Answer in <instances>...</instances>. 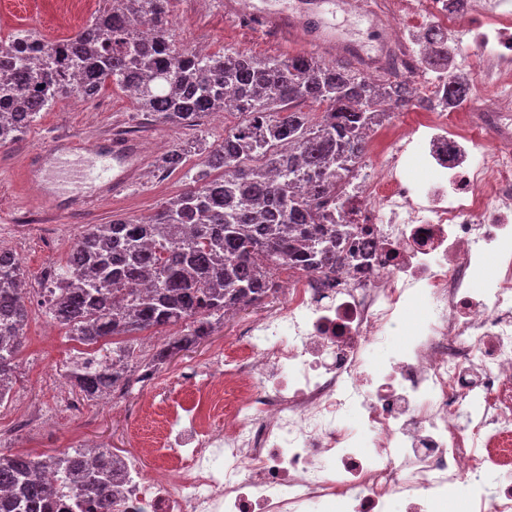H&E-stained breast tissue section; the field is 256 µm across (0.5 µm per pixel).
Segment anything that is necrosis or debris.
Returning <instances> with one entry per match:
<instances>
[{
    "label": "necrosis or debris",
    "instance_id": "4bbe7bcc",
    "mask_svg": "<svg viewBox=\"0 0 512 512\" xmlns=\"http://www.w3.org/2000/svg\"><path fill=\"white\" fill-rule=\"evenodd\" d=\"M386 26L374 69L437 108L325 204L355 230L346 264H273L278 306L237 322L230 357L180 371L190 400L141 380L142 412L169 422L117 454L112 512H389L396 497L445 512L457 490L474 512H512V5L478 19L471 0H389ZM442 42L456 71L500 90L464 129L460 105L439 102L446 70L427 64ZM490 253L498 268L473 287ZM418 299L430 317L409 338Z\"/></svg>",
    "mask_w": 512,
    "mask_h": 512
}]
</instances>
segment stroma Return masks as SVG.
Instances as JSON below:
<instances>
[{"label": "stroma", "instance_id": "obj_1", "mask_svg": "<svg viewBox=\"0 0 512 512\" xmlns=\"http://www.w3.org/2000/svg\"><path fill=\"white\" fill-rule=\"evenodd\" d=\"M172 34L178 45L212 52L235 49L257 58H285L297 46L255 34L246 18L225 17L219 0H172ZM82 16L67 12L57 0H0V36L29 30L53 40L75 34ZM236 112L205 117L199 126L186 127L147 119L120 86L109 85L86 100L72 94L40 113L23 138L0 145V242L21 260L29 291V321L18 355L17 383L8 402L0 405V429L7 428L17 406L40 410L42 418L29 429L0 440V449L23 453L34 440H42L45 454L101 443L127 447L131 431L154 436L159 417H145L137 409L141 393L131 388L119 403L91 402L73 419L59 407L50 383L56 370L70 367L80 345L66 328L54 326L52 339H43L50 316L42 302L41 281L51 267L63 263L76 239L92 224L121 216L142 220L188 187V174L199 170L205 149L219 146L224 132L240 122ZM138 140L148 159L135 187L103 198L95 209L82 211L77 195L54 189L59 168L49 158L33 161L32 155L49 147L56 135L70 133L93 138L110 132ZM196 144L181 166L162 173L158 160L175 146ZM233 327L222 323L196 347L181 352L160 367L162 375L225 352L233 343Z\"/></svg>", "mask_w": 512, "mask_h": 512}]
</instances>
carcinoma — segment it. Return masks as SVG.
<instances>
[{
    "instance_id": "obj_1",
    "label": "carcinoma",
    "mask_w": 512,
    "mask_h": 512,
    "mask_svg": "<svg viewBox=\"0 0 512 512\" xmlns=\"http://www.w3.org/2000/svg\"><path fill=\"white\" fill-rule=\"evenodd\" d=\"M98 10L70 38L40 47L29 31L0 46V144L19 140L37 115L60 97L93 99L108 84L130 90L141 112L156 120L198 126L224 111V90L237 93L242 120L224 133L190 187L147 222L114 218L92 224L66 263L44 280L62 284L48 301L52 319L88 347L125 340L94 368L75 367L74 385L93 399L125 384L137 358L132 336L180 326L153 356L159 365L197 345L224 320V309L259 304L272 287L271 265L334 272L346 260L345 228L324 224L312 201L336 196L365 150L366 131L411 103L400 83H377L351 64L309 54L256 59L226 50L200 55L170 38V0H128ZM151 44L137 43V25ZM470 75L448 72V101L469 98ZM307 103L324 106L313 123ZM28 322L20 261L0 256V404L9 400ZM61 473L81 512H111L112 470L90 467L83 453L31 460L0 450V512H53Z\"/></svg>"
}]
</instances>
